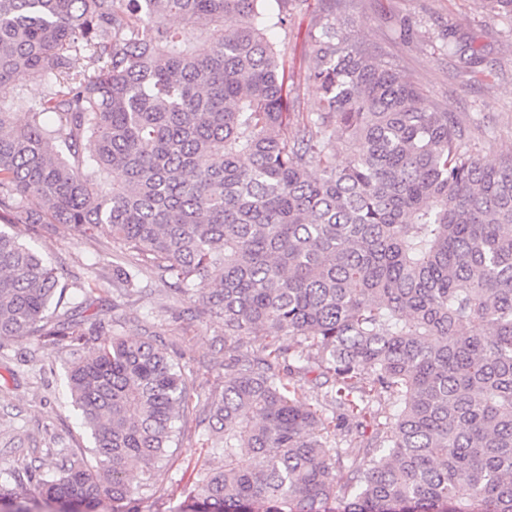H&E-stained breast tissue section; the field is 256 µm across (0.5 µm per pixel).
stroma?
I'll list each match as a JSON object with an SVG mask.
<instances>
[{
  "mask_svg": "<svg viewBox=\"0 0 512 512\" xmlns=\"http://www.w3.org/2000/svg\"><path fill=\"white\" fill-rule=\"evenodd\" d=\"M320 0L294 9L287 29L268 36L286 53L288 77L298 89L297 111H311L320 93L305 81L308 32ZM358 36L393 56L423 93L425 106L453 113L483 148L487 162L512 149V36L487 15L481 0H349ZM456 31L459 50L443 51V36ZM476 49L474 73L459 53ZM12 233L36 243L62 268L68 281H94L96 290L69 321L82 333V353L114 335L145 336L165 348L190 378L191 401L175 424L177 448L150 481L151 512H174L184 485L218 466L203 443L211 403L224 388L227 366L240 355L258 358L263 338L227 336L224 324L203 303L190 302L171 280L143 268L133 290L114 284L125 251L99 230L75 232L64 224H16ZM66 342L36 336L0 340V467L21 469L46 460L50 448L87 454L91 441L69 404Z\"/></svg>",
  "mask_w": 512,
  "mask_h": 512,
  "instance_id": "1",
  "label": "stroma"
}]
</instances>
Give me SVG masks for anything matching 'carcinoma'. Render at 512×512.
<instances>
[{"mask_svg":"<svg viewBox=\"0 0 512 512\" xmlns=\"http://www.w3.org/2000/svg\"><path fill=\"white\" fill-rule=\"evenodd\" d=\"M289 2L306 0H0V83L18 89L0 106V337H72L46 313L82 306L7 228H99L224 335L288 337L229 369L205 433L223 464L179 512H512V151L485 162L355 34L347 0L309 33L318 103L291 111L266 37ZM482 4L512 29V0ZM338 142L358 145L343 166ZM310 357L330 414L294 385ZM66 386L90 458L0 471V508L26 482L54 512H141L189 406L184 369L112 336Z\"/></svg>","mask_w":512,"mask_h":512,"instance_id":"1","label":"carcinoma"}]
</instances>
